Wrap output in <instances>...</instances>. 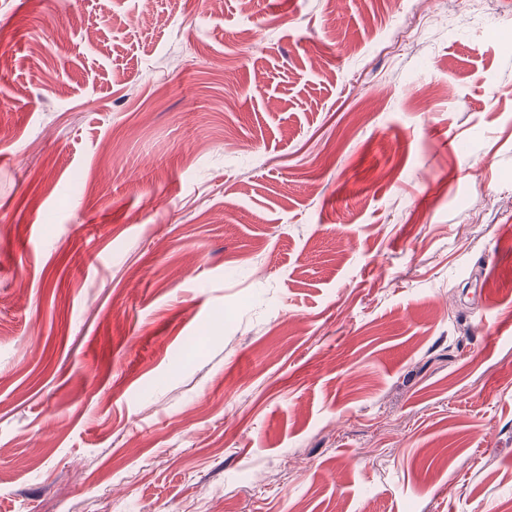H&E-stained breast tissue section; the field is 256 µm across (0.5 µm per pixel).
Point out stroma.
Instances as JSON below:
<instances>
[{
  "mask_svg": "<svg viewBox=\"0 0 512 512\" xmlns=\"http://www.w3.org/2000/svg\"><path fill=\"white\" fill-rule=\"evenodd\" d=\"M0 512L512 506V0H0Z\"/></svg>",
  "mask_w": 512,
  "mask_h": 512,
  "instance_id": "1",
  "label": "stroma"
}]
</instances>
